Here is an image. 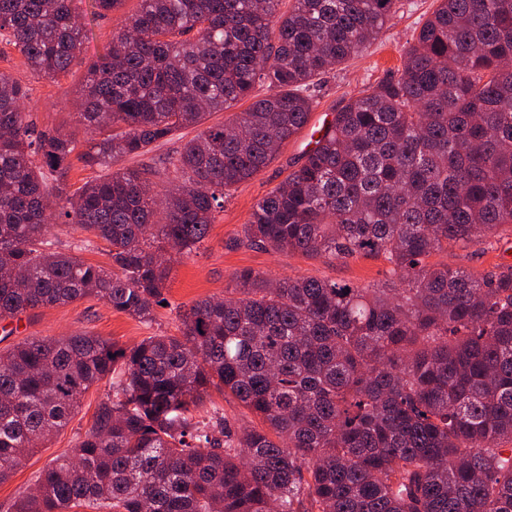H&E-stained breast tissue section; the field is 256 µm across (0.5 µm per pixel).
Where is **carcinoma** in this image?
I'll return each instance as SVG.
<instances>
[{"label":"carcinoma","instance_id":"cac0c4a2","mask_svg":"<svg viewBox=\"0 0 512 512\" xmlns=\"http://www.w3.org/2000/svg\"><path fill=\"white\" fill-rule=\"evenodd\" d=\"M75 0H0V38L40 76L80 62ZM396 0H140L87 64L77 148L36 131L0 74V321L97 297L144 322L176 248L206 238L232 188L307 124L314 80L383 31ZM264 86L267 94H255ZM155 172L112 168L213 112ZM53 177L56 185L47 186ZM109 245L112 271L55 250L52 212ZM512 224V0H440L398 76L333 113L254 207L238 245L331 260L381 254L388 282L235 272L177 336L132 347L85 332L0 352V481L112 377L93 425L15 512H512V266L476 277L428 258ZM257 419L200 425L211 390Z\"/></svg>","mask_w":512,"mask_h":512}]
</instances>
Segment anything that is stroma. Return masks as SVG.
<instances>
[{"instance_id": "35a3bbf8", "label": "stroma", "mask_w": 512, "mask_h": 512, "mask_svg": "<svg viewBox=\"0 0 512 512\" xmlns=\"http://www.w3.org/2000/svg\"><path fill=\"white\" fill-rule=\"evenodd\" d=\"M139 5L140 0H124L118 11L96 18L91 24L92 33L83 44L84 65L73 67L56 80L34 74L16 49L0 43V73L10 75L27 87L28 110L38 127L63 129L73 135L78 151L86 150L91 134L79 123L75 105L87 74L86 63L103 54L113 31L126 16L135 13ZM436 6V0H396L382 35L365 53L351 57L317 79V105L306 127L288 141L267 168L230 191L198 250L174 256L165 291L167 304L155 309L152 323H142L115 311L98 298L89 297L53 308L30 309L18 319L4 321L0 324V352L33 338H54L74 332H88L123 347L149 336L177 334L179 312L204 298L223 295L226 288L232 287L234 273L243 268L273 279L317 277L358 288L385 282L390 265L381 256L357 255L331 261L299 253L244 247L239 240L256 203L284 181L291 170L303 164L306 152L312 147V135L321 127L326 115L336 112L367 86L397 74L406 48ZM192 135L189 129L179 131L152 153L124 159L123 164L127 167L152 166L157 172V189L172 188L174 172L164 160L175 155ZM48 236L56 250L77 254L85 262L111 269L107 244L89 238L78 226L59 218L49 224ZM432 260L476 276L503 265H512V224L498 228L486 244L452 248L433 255ZM111 391L112 383L107 379L90 387L83 394L69 424L43 447L28 455L23 466L9 479L0 482V512H13L14 503L34 486L38 477L57 459L69 454L89 431L98 404Z\"/></svg>"}]
</instances>
